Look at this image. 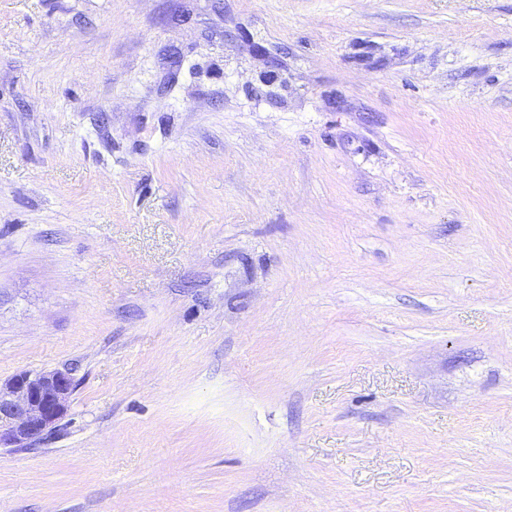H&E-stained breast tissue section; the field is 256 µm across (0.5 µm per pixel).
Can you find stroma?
I'll return each mask as SVG.
<instances>
[{
	"mask_svg": "<svg viewBox=\"0 0 512 512\" xmlns=\"http://www.w3.org/2000/svg\"><path fill=\"white\" fill-rule=\"evenodd\" d=\"M0 512H512V0H0ZM75 387L68 371H23L0 383V448H29L68 411Z\"/></svg>",
	"mask_w": 512,
	"mask_h": 512,
	"instance_id": "1",
	"label": "stroma"
}]
</instances>
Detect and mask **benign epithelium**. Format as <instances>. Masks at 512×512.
<instances>
[{
	"instance_id": "1",
	"label": "benign epithelium",
	"mask_w": 512,
	"mask_h": 512,
	"mask_svg": "<svg viewBox=\"0 0 512 512\" xmlns=\"http://www.w3.org/2000/svg\"><path fill=\"white\" fill-rule=\"evenodd\" d=\"M75 387L67 371H23L0 383V448H28L55 428Z\"/></svg>"
}]
</instances>
